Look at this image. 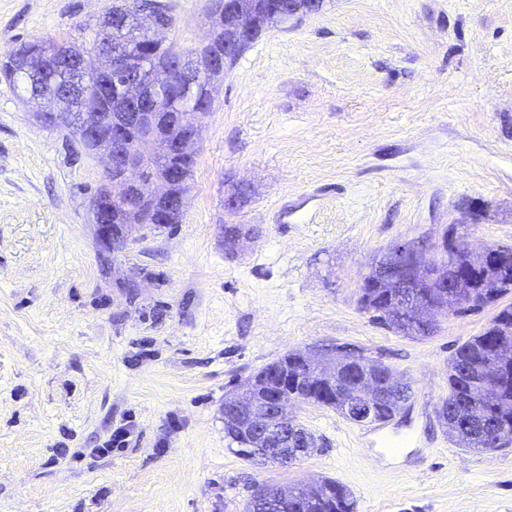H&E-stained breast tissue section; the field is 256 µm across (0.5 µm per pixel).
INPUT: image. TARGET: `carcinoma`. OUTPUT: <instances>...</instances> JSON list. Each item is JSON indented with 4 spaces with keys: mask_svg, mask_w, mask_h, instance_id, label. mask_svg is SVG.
Listing matches in <instances>:
<instances>
[{
    "mask_svg": "<svg viewBox=\"0 0 512 512\" xmlns=\"http://www.w3.org/2000/svg\"><path fill=\"white\" fill-rule=\"evenodd\" d=\"M128 0L112 5L101 23V29L90 40L80 43L64 41L59 45L55 58L43 56L42 40L34 39L21 43L6 53L0 62V75L8 81L22 82L28 92L60 89L65 84L78 80L86 84L90 92L97 95L96 111L91 114L98 135H112V114L122 111V103L114 92L102 93L103 82L96 69L99 52L108 48H121L141 60L150 68L169 69L179 54L195 59L197 80L193 85V96L187 98H165V111L159 113L156 123L159 139L168 143L172 154L161 156L148 152L139 158L145 170V181L168 182V196L153 198L138 195L130 199H112V180L108 179L96 188L93 199L97 204L111 207L109 223L116 240L125 241L124 230L128 224H163L168 227L179 224L187 207L189 180L196 164V151H177L175 147L187 140L196 124V118L212 109L215 88L210 85L207 69L212 63L221 61L229 66L237 57H224V24H214L210 41L198 48L183 50L175 43L148 45V41L136 27L134 19L124 16ZM82 56L86 69L77 72L67 69L66 59ZM458 271L470 280L466 284L472 292L469 312L481 311L486 306L512 292V247H505L494 263L480 268H469L465 259L457 260ZM376 267L364 276L361 302L376 312L382 309L376 289L370 287L374 281ZM502 349L512 350V306L502 308L483 331L462 343L448 361V397L442 399L437 408V417L448 431L449 437L462 448L480 451L484 449V435L497 430L503 439L502 445L512 443V361H503ZM277 369L288 375L289 389L303 403H316L342 412L343 404L359 397L362 387L368 386L378 397L376 421L394 418L410 398L411 388L402 384V390L394 392L387 384L391 369L381 362L343 361L337 364L336 374L329 379L316 378V387L296 381L299 374H312L311 368L300 362V354L289 353L249 378L243 393L253 402L265 404L271 400L274 382L266 377L267 372ZM493 379L498 384V402L485 405L481 391L483 382ZM229 443L237 444V454L252 433V422L246 416H238L234 424L224 425ZM315 448L311 432H290L288 440L277 449L284 456L300 458ZM269 496L275 501H288V512H300L296 504L301 501L304 489L298 486H270ZM310 512H353L354 500L350 490L335 479L324 480L306 497Z\"/></svg>",
    "mask_w": 512,
    "mask_h": 512,
    "instance_id": "cac0c4a2",
    "label": "carcinoma"
}]
</instances>
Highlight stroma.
<instances>
[{"label": "stroma", "instance_id": "1", "mask_svg": "<svg viewBox=\"0 0 512 512\" xmlns=\"http://www.w3.org/2000/svg\"><path fill=\"white\" fill-rule=\"evenodd\" d=\"M112 2L0 0V58L92 36ZM168 2L165 41L205 43L209 0ZM200 124L181 223L114 250L89 221L103 160L0 77V512H245L255 484L326 478L354 512H512V446L458 447L436 413L495 307L411 337L359 303L396 242L458 224L474 250L512 246V0H323L250 44ZM225 224L257 234L231 252ZM338 344L411 384L383 437L303 403L309 456L235 454L225 398Z\"/></svg>", "mask_w": 512, "mask_h": 512}]
</instances>
